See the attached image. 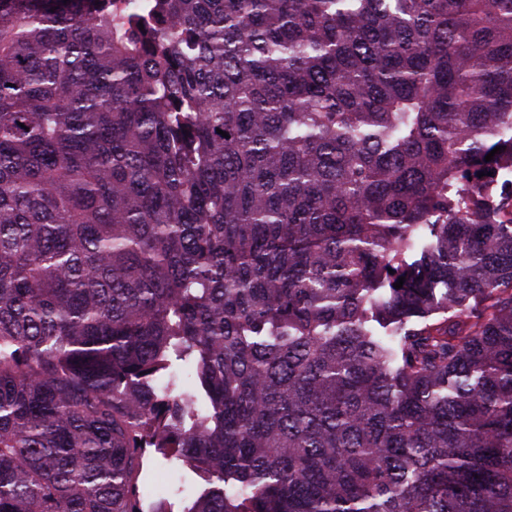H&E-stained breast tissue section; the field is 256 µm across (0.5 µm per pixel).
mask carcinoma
Listing matches in <instances>:
<instances>
[{
	"label": "carcinoma",
	"instance_id": "obj_1",
	"mask_svg": "<svg viewBox=\"0 0 512 512\" xmlns=\"http://www.w3.org/2000/svg\"><path fill=\"white\" fill-rule=\"evenodd\" d=\"M113 2L0 0V512H169L152 447L185 512H512V0ZM479 208L489 217L495 214L509 217L512 214V165L500 163L488 179L476 181ZM169 368L162 372L157 384L163 388L168 382H174L173 394H178L183 390L192 389L195 384V372L191 361L176 358L174 355L170 358ZM145 510L158 498L165 499L171 512H182L205 488L201 477L174 456L148 448L138 480Z\"/></svg>",
	"mask_w": 512,
	"mask_h": 512
}]
</instances>
